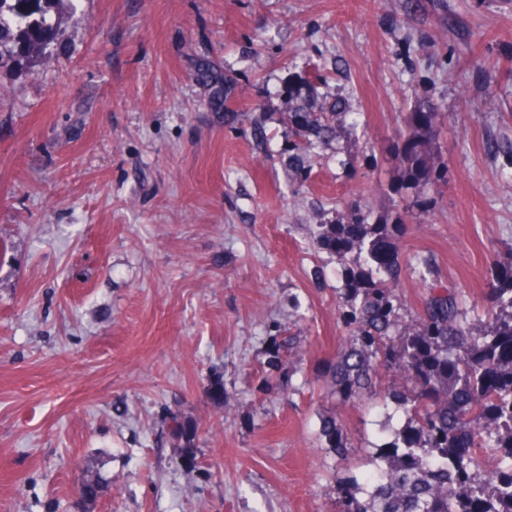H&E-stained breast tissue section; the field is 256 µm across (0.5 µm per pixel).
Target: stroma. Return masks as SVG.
Instances as JSON below:
<instances>
[{
  "label": "stroma",
  "mask_w": 512,
  "mask_h": 512,
  "mask_svg": "<svg viewBox=\"0 0 512 512\" xmlns=\"http://www.w3.org/2000/svg\"><path fill=\"white\" fill-rule=\"evenodd\" d=\"M46 57L0 73V512H338L337 481L405 427L318 378L356 258L311 225H398L405 320L437 280L482 300L512 266V0H58ZM232 82L229 122L191 77ZM353 112L305 177L291 80ZM315 82V81H314ZM437 107L417 186L401 135ZM264 121L267 140L252 137ZM289 370L270 369L272 341ZM224 385L223 403L211 395ZM336 412L353 445L319 438ZM199 425L192 454L171 414ZM402 162L406 164L410 174L421 182L440 186L446 181L448 168L435 162H428L421 153L420 144L411 136L404 138L401 148ZM430 171L435 172L434 179L429 178ZM320 435L325 441V448L331 449L339 459L347 457L350 448H353L343 436L342 424L337 420L336 413H330L322 419Z\"/></svg>",
  "instance_id": "obj_1"
}]
</instances>
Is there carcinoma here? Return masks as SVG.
Here are the masks:
<instances>
[{
	"instance_id": "1",
	"label": "carcinoma",
	"mask_w": 512,
	"mask_h": 512,
	"mask_svg": "<svg viewBox=\"0 0 512 512\" xmlns=\"http://www.w3.org/2000/svg\"><path fill=\"white\" fill-rule=\"evenodd\" d=\"M56 2L0 0V70L48 53ZM193 77L212 109L228 111L232 89L224 73L203 58ZM282 95L280 121L295 136L288 165L299 175L310 167L311 149L336 139L343 102L290 84ZM401 154L414 178L436 187L446 181L448 169L427 161L413 137L404 138ZM311 234L320 250L341 261L354 253L361 266L345 287L348 341L320 376L347 403L371 393L379 370H388L401 385L389 395L406 417L398 437L376 449L366 483L336 484L341 512H512V266L490 285L480 329L464 320L457 290L434 283L407 323L395 304L403 265L388 225L314 224ZM171 422L172 435L191 450L197 424L176 414ZM320 435L337 458L349 455L336 414L322 419Z\"/></svg>"
}]
</instances>
